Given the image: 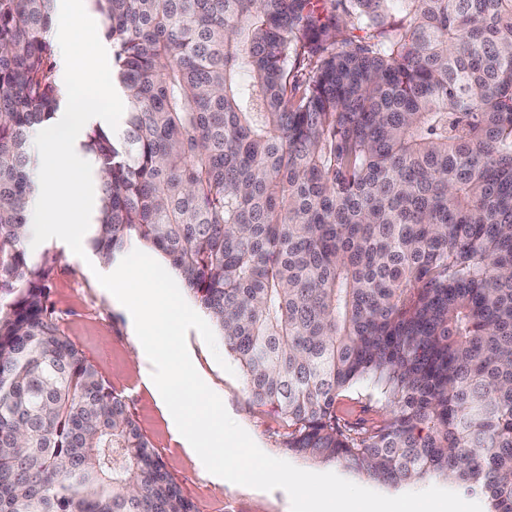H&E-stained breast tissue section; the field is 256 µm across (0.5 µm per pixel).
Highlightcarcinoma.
<instances>
[{
  "instance_id": "carcinoma-1",
  "label": "carcinoma",
  "mask_w": 512,
  "mask_h": 512,
  "mask_svg": "<svg viewBox=\"0 0 512 512\" xmlns=\"http://www.w3.org/2000/svg\"><path fill=\"white\" fill-rule=\"evenodd\" d=\"M53 2L0 0V512H193L28 250ZM94 2L93 252L164 255L289 451L512 512V0ZM360 383L379 425L337 414Z\"/></svg>"
}]
</instances>
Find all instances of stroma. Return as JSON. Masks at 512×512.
<instances>
[{
    "label": "stroma",
    "mask_w": 512,
    "mask_h": 512,
    "mask_svg": "<svg viewBox=\"0 0 512 512\" xmlns=\"http://www.w3.org/2000/svg\"><path fill=\"white\" fill-rule=\"evenodd\" d=\"M57 255L47 282L48 304L69 339L97 366L106 382L124 397L141 432L162 459L168 473L180 485L194 512H290L287 493L263 491L230 483L210 474L198 456L188 453L172 421L149 386L150 362L134 358L137 338L129 314L112 300L96 279L111 272V265L89 267L66 243L50 239L34 248V255ZM187 347L194 367L218 394L233 420L245 429L268 455L312 472L330 471L362 487L386 496L400 495V488L373 482L338 463L323 464L288 451L282 443L280 419L248 400L242 372L228 374L215 361L203 338L189 330ZM368 389L354 387L337 401L339 415L349 420L378 423L389 415L381 405H369Z\"/></svg>",
    "instance_id": "stroma-1"
}]
</instances>
